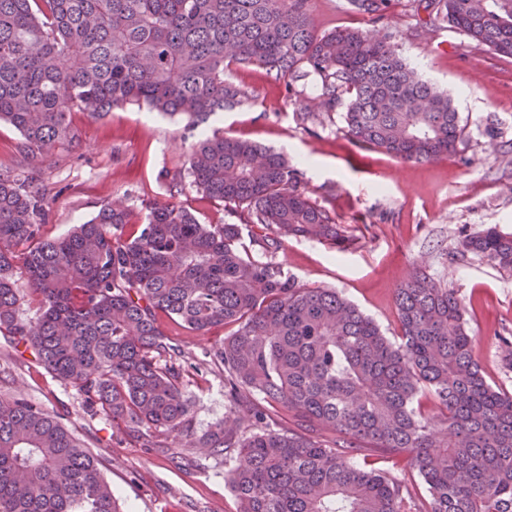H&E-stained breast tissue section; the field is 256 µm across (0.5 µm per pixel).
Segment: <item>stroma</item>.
I'll use <instances>...</instances> for the list:
<instances>
[{
    "label": "stroma",
    "instance_id": "1",
    "mask_svg": "<svg viewBox=\"0 0 512 512\" xmlns=\"http://www.w3.org/2000/svg\"><path fill=\"white\" fill-rule=\"evenodd\" d=\"M313 16L322 32H382L348 0H313ZM412 25L403 14L393 17L407 59L451 94L464 128L462 152L433 163L403 162L353 145L337 127L307 130L289 106L284 85L249 64L232 65L229 73L253 94V102L215 114L202 131L220 129L287 154L352 235V246L344 250L289 240L277 255L289 275L310 287L336 289L392 336L398 326L396 291L413 266L426 267L462 299L487 381L512 391V353L500 342L512 336V272L459 252L461 240L484 227L512 233V58L474 53L469 39L447 25L419 36ZM489 115L501 130L494 141L483 134ZM73 125L77 139L70 151L33 160L21 152L20 134L0 124V166L23 176L38 173L49 188L48 236L68 233L113 203L138 210L172 200L194 209L201 223L230 222L223 203L200 199L192 186L170 192L168 176L187 167L199 134L181 119L126 106L102 117L76 113ZM168 333L193 365L185 388L194 427L204 431L228 413L224 369L209 352L230 330L192 333L172 326ZM0 395L61 414L99 455L121 512H238L223 458L163 434L153 448L119 441L109 417L84 413L70 385L1 337Z\"/></svg>",
    "mask_w": 512,
    "mask_h": 512
}]
</instances>
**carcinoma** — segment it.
Wrapping results in <instances>:
<instances>
[{"label":"carcinoma","instance_id":"cac0c4a2","mask_svg":"<svg viewBox=\"0 0 512 512\" xmlns=\"http://www.w3.org/2000/svg\"><path fill=\"white\" fill-rule=\"evenodd\" d=\"M403 3L425 33L448 24L473 48L512 57V0H350L372 22ZM312 0H0V122L35 159L75 139L72 116L147 105L194 129L251 101L224 72L255 65L284 81L306 128L339 124L352 144L430 162L465 143L448 91L394 42L355 28L317 33ZM316 87L307 96L306 84ZM201 197L233 223L148 204L142 222L106 206L67 235L44 232L46 185L0 169V333L145 448L156 433L224 458L239 512H512V394L474 358L456 292L423 269L397 289V334L334 288H311L277 254L292 238L349 241L285 155L215 130L191 147ZM252 229L242 242L241 225ZM462 252L512 272V233L486 227ZM24 280L27 289L18 287ZM37 302L36 321L20 315ZM234 330L213 347L230 416L198 434L184 354L158 322ZM429 393L443 429L419 408ZM292 413L276 429L244 395ZM336 433L331 443L320 439ZM407 459L420 498L363 454ZM0 512H119L97 457L60 417L0 398Z\"/></svg>","mask_w":512,"mask_h":512}]
</instances>
